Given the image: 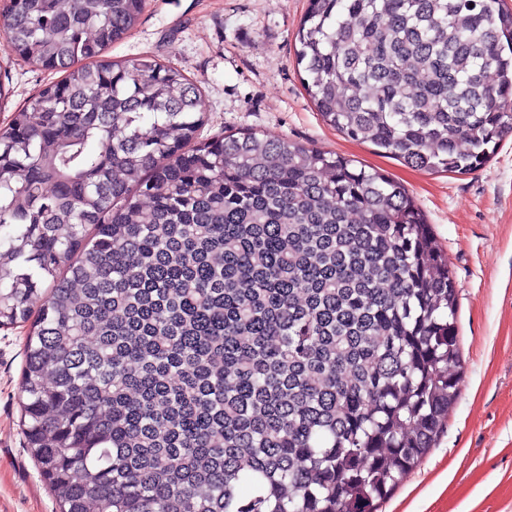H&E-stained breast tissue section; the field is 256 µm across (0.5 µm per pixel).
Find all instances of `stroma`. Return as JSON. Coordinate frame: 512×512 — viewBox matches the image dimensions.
I'll return each mask as SVG.
<instances>
[{
    "mask_svg": "<svg viewBox=\"0 0 512 512\" xmlns=\"http://www.w3.org/2000/svg\"><path fill=\"white\" fill-rule=\"evenodd\" d=\"M307 0H146L134 30L106 59L142 54L178 67L199 86L202 137L253 129L384 171L424 212L458 289L464 381L436 448L382 512H512V137L482 168L431 174L377 154L327 126L295 63ZM59 72L0 53L10 90L0 129ZM22 327L0 330V512H59L25 447L18 407Z\"/></svg>",
    "mask_w": 512,
    "mask_h": 512,
    "instance_id": "35a3bbf8",
    "label": "stroma"
}]
</instances>
